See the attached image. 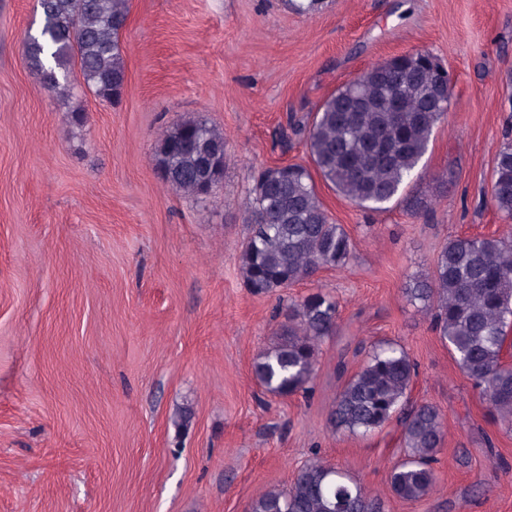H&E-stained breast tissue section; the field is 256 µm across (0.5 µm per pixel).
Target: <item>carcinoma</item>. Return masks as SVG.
<instances>
[{"label": "carcinoma", "mask_w": 512, "mask_h": 512, "mask_svg": "<svg viewBox=\"0 0 512 512\" xmlns=\"http://www.w3.org/2000/svg\"><path fill=\"white\" fill-rule=\"evenodd\" d=\"M42 25L24 53L40 83L68 91L69 67L78 59L87 86L103 100L120 96L124 64L120 34L128 0H38ZM438 78L427 63L399 60L374 65L330 94L315 113L306 145L316 171L350 202L382 211L413 179L444 112L431 103ZM399 86L398 111L384 99ZM159 167L168 184L199 195L224 173V136L203 119L181 123L161 140ZM491 198L512 220V140L499 148ZM249 229L239 267L255 294H271L298 283L320 268L342 269L353 243L331 221L318 198L310 171L262 168L253 178ZM409 300L434 311L436 331L458 368L512 430V367L502 349L512 326V238L456 237L443 247L429 278L406 288ZM338 304L312 292L286 306L277 340L256 358L254 376L275 396L312 390L320 343L336 332ZM418 367L409 353L392 344L372 350L342 386L329 424L367 435L396 421L402 427L404 457L392 467L389 491L416 501L437 481L433 464L444 430L439 409L413 402ZM248 512H383L382 500L338 468L314 459L289 485L257 495Z\"/></svg>", "instance_id": "obj_1"}]
</instances>
